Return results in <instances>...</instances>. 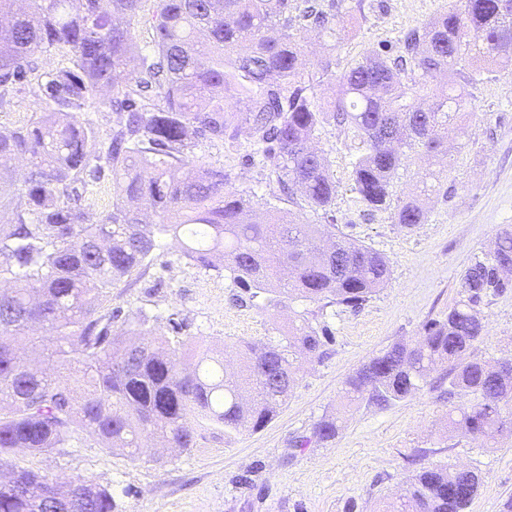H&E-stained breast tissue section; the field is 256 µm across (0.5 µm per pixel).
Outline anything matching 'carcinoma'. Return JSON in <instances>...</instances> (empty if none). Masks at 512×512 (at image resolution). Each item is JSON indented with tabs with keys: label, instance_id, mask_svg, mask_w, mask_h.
I'll list each match as a JSON object with an SVG mask.
<instances>
[{
	"label": "carcinoma",
	"instance_id": "carcinoma-1",
	"mask_svg": "<svg viewBox=\"0 0 512 512\" xmlns=\"http://www.w3.org/2000/svg\"><path fill=\"white\" fill-rule=\"evenodd\" d=\"M0 0V106L26 88L49 111L0 128V456L44 454L79 432L138 460L142 442L193 447L203 424L254 431L277 416L294 383L297 359L322 340L304 322L275 343L249 346L245 369L227 372L206 352L192 370L174 314L106 308L108 290L141 269L158 238L182 242L184 257L229 273L251 297L294 294L358 307L390 276L380 253L336 233L270 215L252 220L246 191L226 188L222 168L191 164L201 143H223L245 129L246 162L296 193L315 212L336 198L326 155L313 148L333 125L363 144L353 190L367 208H394L411 229L427 221L420 192L392 205L391 185L409 155L447 154L442 131L468 111L461 66L475 84L512 65V0H450L448 10L397 39V54L367 51L339 77L331 106L321 75L307 67L299 34L343 40L335 0ZM151 32L137 42V32ZM64 48L73 66L41 72L39 51ZM450 75L448 88L437 84ZM98 91L113 94L112 127L102 135L86 112ZM28 170L14 187L9 163ZM112 173V209L95 215L85 195ZM159 223L147 221V214ZM512 233L501 232L460 281L462 298L431 323L414 347L395 344L346 382L351 403L377 405L413 395L436 366L448 365V395L476 398L448 412V431L493 445L512 435V371L472 356L484 335L475 309L509 286ZM337 420L313 431L336 438ZM482 484L475 469L434 463L408 480L405 498L379 512H467ZM112 492L84 477L60 480L28 469L0 473V512H114Z\"/></svg>",
	"mask_w": 512,
	"mask_h": 512
}]
</instances>
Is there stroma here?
<instances>
[{"label":"stroma","instance_id":"1","mask_svg":"<svg viewBox=\"0 0 512 512\" xmlns=\"http://www.w3.org/2000/svg\"><path fill=\"white\" fill-rule=\"evenodd\" d=\"M354 3L344 0L351 33L341 44L312 33L304 41L308 62L332 61L334 77L322 87L328 100L351 60L370 49L395 50L399 31L448 7V0H373V11L363 15ZM469 91V111L448 129V163L427 202L428 219L411 230L395 224L391 210L368 209L352 191V163L362 147L337 127H326L315 142L337 185L325 213L310 211L299 197L277 200L276 183L244 160L251 150L247 132L231 145L196 148V163L224 167L230 188L252 192L258 215L276 205L308 223L335 225L383 255L390 267L387 284L357 309L296 297L271 302L194 265L177 242L165 238L146 269L111 289L108 305L177 313L185 323L183 336L204 348L265 344L303 320L327 328L321 356L300 364L287 402L263 429L228 434L204 425L193 448L159 446L154 457L135 461L82 433L50 454L16 451L8 466L90 478L111 489L115 512H377L381 502L404 494L412 474L448 462L482 475L469 512H502L512 498V437L483 448L445 433L444 420L460 403L448 395L447 367L394 404L351 407L343 397L346 380L363 364L393 343L415 344L431 322L443 319L461 297L465 270L497 233L512 232V67L486 74ZM476 307L486 331L474 356L512 360V288L482 297ZM333 415L342 419L338 436L311 441L317 423ZM304 438L308 446L299 447Z\"/></svg>","mask_w":512,"mask_h":512}]
</instances>
